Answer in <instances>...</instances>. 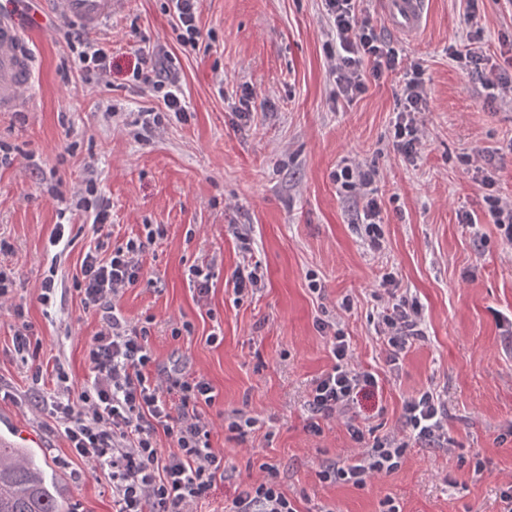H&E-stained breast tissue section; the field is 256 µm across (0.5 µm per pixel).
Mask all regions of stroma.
I'll list each match as a JSON object with an SVG mask.
<instances>
[{
  "instance_id": "obj_1",
  "label": "stroma",
  "mask_w": 512,
  "mask_h": 512,
  "mask_svg": "<svg viewBox=\"0 0 512 512\" xmlns=\"http://www.w3.org/2000/svg\"><path fill=\"white\" fill-rule=\"evenodd\" d=\"M170 0H125L94 34L105 39L109 67L101 83L62 82V32L82 23L55 13L49 0H13L12 12L36 60L23 109L0 112V239L11 252L14 303L23 305L35 353L13 349L18 326L0 311V424L36 435L43 467L63 479L73 512H113L101 468L76 458L62 429L41 414L32 375L61 362L75 386L89 378L87 341L100 317L73 289L82 257L95 243L93 215L74 209L89 175L109 204L113 242L145 237L161 224L138 282L115 299L121 314L151 320L158 362L182 359L205 376L215 401L213 448L226 478L199 512H222L237 488L276 467L300 512H501L512 485V243L484 214L483 197L512 199V103L488 98L470 82L450 48L469 30L465 0H423L418 33L403 35L384 0L362 8L378 33L422 69L425 107L416 121L423 146L414 162L394 152L393 124L402 79L387 72L352 104L334 103L330 56L336 46L320 0H199L196 45H182ZM481 45L491 63L512 50V0H480ZM163 45L162 64L181 78L189 117L145 125L158 97L133 79L138 45ZM250 121L235 109L242 97ZM377 169L373 185L385 248L371 252L356 226L363 201L333 177L342 160ZM478 215L463 224V212ZM58 224L64 248L50 246ZM259 266L260 288L237 295L230 282L242 260ZM209 271L199 296L189 269ZM60 287L52 311L37 290L49 269ZM393 274L399 295L417 300L422 335L390 362L377 331L386 298L374 290ZM320 292H313L311 282ZM350 299L352 308L340 304ZM335 318L349 338L352 363L378 376L347 415L306 429L312 381L331 368L330 344L315 325ZM190 323L191 334L172 338ZM428 389L448 406V445L409 440L396 471L364 488L322 481L356 444L404 438L408 399ZM254 418L245 437L229 421Z\"/></svg>"
}]
</instances>
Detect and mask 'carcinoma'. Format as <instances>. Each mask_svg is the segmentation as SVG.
<instances>
[{"instance_id": "cac0c4a2", "label": "carcinoma", "mask_w": 512, "mask_h": 512, "mask_svg": "<svg viewBox=\"0 0 512 512\" xmlns=\"http://www.w3.org/2000/svg\"><path fill=\"white\" fill-rule=\"evenodd\" d=\"M0 512H68L34 449L0 446Z\"/></svg>"}]
</instances>
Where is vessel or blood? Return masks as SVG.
<instances>
[{
	"mask_svg": "<svg viewBox=\"0 0 512 512\" xmlns=\"http://www.w3.org/2000/svg\"><path fill=\"white\" fill-rule=\"evenodd\" d=\"M121 0H53L57 11L90 28L110 18ZM392 20L407 30H416L421 23V0H388ZM34 78L29 47L20 29L5 16H0V112L13 111L20 103L22 88ZM0 444L10 448H34L39 441L23 436L12 426L0 429Z\"/></svg>",
	"mask_w": 512,
	"mask_h": 512,
	"instance_id": "1",
	"label": "vessel or blood"
}]
</instances>
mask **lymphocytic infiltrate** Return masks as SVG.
<instances>
[{
	"mask_svg": "<svg viewBox=\"0 0 512 512\" xmlns=\"http://www.w3.org/2000/svg\"><path fill=\"white\" fill-rule=\"evenodd\" d=\"M362 0H323V19L336 52L330 70L335 88L333 98L352 103L364 94L368 79L385 72L401 71L402 89L395 117L394 151L412 160L421 144L415 114L422 111L425 97L419 64L403 60L398 50L381 39L371 19L360 7ZM477 32H467L452 56L476 64L477 79L503 96L512 98V78L505 74L489 77L480 67L483 52ZM75 70L84 82L102 81L107 71V48L100 38L81 33L68 35ZM141 64L133 73L141 88L161 95L163 112L176 118L186 116L180 78L158 67L160 47H138ZM336 181L364 197L362 236L370 250L384 248L380 207L372 195L377 172L349 165L335 172ZM79 198L77 208L94 209V247L88 249L73 287L85 309L101 314V326L90 338L86 360L91 377L75 387L63 365L54 368L55 387L39 395L41 412L63 428L72 452L82 461L107 469L116 512H194L193 507L212 495L224 479V457L210 445L212 422L203 406L215 396L210 383L187 372L179 361L163 366L150 347L149 322H130L116 309L114 299L134 285L143 270L141 256L149 244L163 238V228L149 229L145 238H129L111 246L108 203L97 195L94 184ZM378 287L392 301L378 315V329L387 339L392 355H399L421 334L418 303L396 297L394 279L384 276ZM318 330L327 338L334 363L313 380L306 405L311 413L307 429L322 435L321 420L345 413L355 392L377 382L374 373L352 365L349 342L336 322L318 319ZM447 405L441 395L425 391L408 400L404 425L416 440L437 447L448 443ZM350 437L363 446L357 458L342 467H325L323 481L365 487L368 479L397 470L406 444L395 438L364 447V430L349 421ZM173 444L166 451L158 435ZM261 477L242 487L225 512H299L296 498L288 496L274 465L261 463Z\"/></svg>",
	"mask_w": 512,
	"mask_h": 512,
	"instance_id": "obj_1",
	"label": "lymphocytic infiltrate"
}]
</instances>
